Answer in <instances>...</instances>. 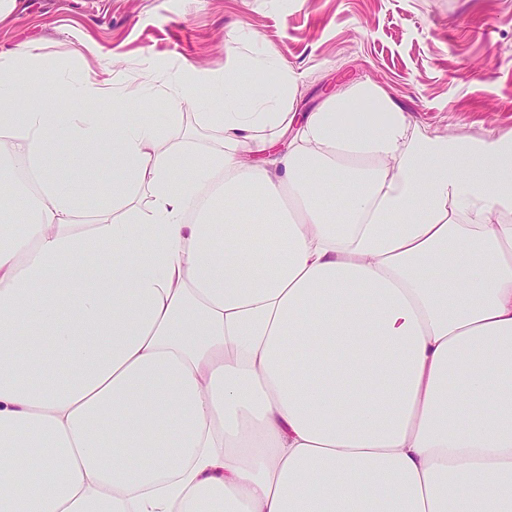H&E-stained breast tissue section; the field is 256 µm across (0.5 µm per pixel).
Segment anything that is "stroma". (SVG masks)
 Instances as JSON below:
<instances>
[{
  "label": "stroma",
  "instance_id": "1",
  "mask_svg": "<svg viewBox=\"0 0 512 512\" xmlns=\"http://www.w3.org/2000/svg\"><path fill=\"white\" fill-rule=\"evenodd\" d=\"M86 40L118 91L271 46L303 78L301 110L370 80L427 133L512 134V0H18L0 27V49L31 44L77 78Z\"/></svg>",
  "mask_w": 512,
  "mask_h": 512
}]
</instances>
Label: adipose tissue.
Listing matches in <instances>:
<instances>
[{
	"label": "adipose tissue",
	"instance_id": "1",
	"mask_svg": "<svg viewBox=\"0 0 512 512\" xmlns=\"http://www.w3.org/2000/svg\"><path fill=\"white\" fill-rule=\"evenodd\" d=\"M248 66L160 127L0 50V512H512V135Z\"/></svg>",
	"mask_w": 512,
	"mask_h": 512
}]
</instances>
